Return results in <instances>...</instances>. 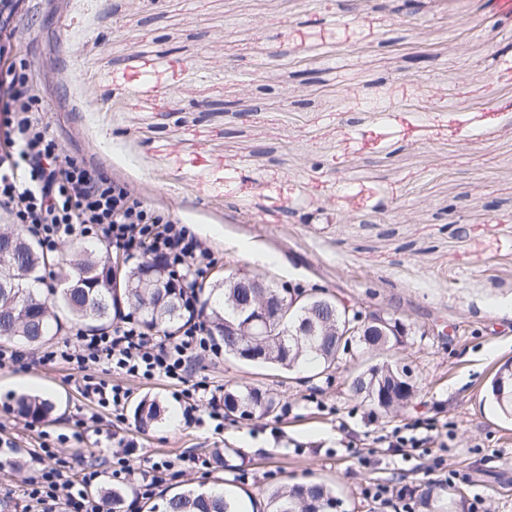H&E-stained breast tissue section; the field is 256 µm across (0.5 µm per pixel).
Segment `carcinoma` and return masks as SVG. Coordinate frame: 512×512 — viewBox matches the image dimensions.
I'll use <instances>...</instances> for the list:
<instances>
[{"label":"carcinoma","instance_id":"carcinoma-1","mask_svg":"<svg viewBox=\"0 0 512 512\" xmlns=\"http://www.w3.org/2000/svg\"><path fill=\"white\" fill-rule=\"evenodd\" d=\"M18 244L6 262H0V340L21 338L38 346L50 333L53 308L65 309L89 330L106 328L113 321L137 315L141 326L148 330L161 329L171 333L185 318L181 289L171 288L170 276L162 263L154 259L148 264L136 262L126 268V278L132 287L116 290L107 280H99L107 259L104 246L81 247L84 259L73 269H63L65 287L52 292L56 300L44 295L40 285L47 262L38 246L27 239L22 229H15ZM245 289L236 287L230 278L209 285L201 300L197 315L209 323L211 333L224 346V352L247 361H260L289 371L304 360L327 365L335 363L341 337L336 332L322 333V326L336 327L341 310L336 299L316 296L310 311L303 306L284 304V318L272 323L262 336H234L227 327L231 322L239 327L251 317L249 310L238 308ZM386 330L370 326L362 336L350 337L351 344L366 351H388L401 343L405 326L398 318H387ZM352 392L363 401L381 410L406 404L414 394V382L405 365L382 362L357 373L352 380ZM488 396L500 413L512 419V362L504 363L491 381ZM273 400L257 388L224 390V409L234 416L252 418L270 411ZM20 415L43 419L52 411L50 402L37 396L22 394L17 398ZM134 419L143 427L158 421L161 405L158 400L143 398L134 408ZM448 488H427L420 494L423 512H447L445 496ZM100 496L112 503V512H121L126 489L112 486L100 490ZM339 501L334 491L323 483L309 482L284 485L271 490L267 497V512H336ZM156 512H245V505L231 492L213 494L185 489L161 499L153 506Z\"/></svg>","mask_w":512,"mask_h":512}]
</instances>
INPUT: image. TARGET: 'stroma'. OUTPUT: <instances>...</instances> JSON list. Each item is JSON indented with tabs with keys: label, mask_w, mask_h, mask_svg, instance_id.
<instances>
[{
	"label": "stroma",
	"mask_w": 512,
	"mask_h": 512,
	"mask_svg": "<svg viewBox=\"0 0 512 512\" xmlns=\"http://www.w3.org/2000/svg\"><path fill=\"white\" fill-rule=\"evenodd\" d=\"M384 2L39 0L18 17L13 52L66 155L180 219L216 259L210 280L316 285L400 319L396 358L418 389L395 413L356 399L355 351L323 371L202 357L188 382L275 401L218 432L185 425L184 384L97 367L130 404L159 397L143 430L129 408L96 411L67 364L41 361L69 339L65 321L36 363L0 366V430L22 446L0 458V512L34 476L41 436L77 467L132 443L133 467L175 461L172 485L227 488L255 512L310 481L335 489L339 512H379L368 484L401 476L420 491L441 462L457 473L448 512H512V422L485 397L512 360V14L423 0L404 17ZM22 394L49 399L50 417L19 415ZM417 420L447 424V448L405 460L363 443Z\"/></svg>",
	"instance_id": "obj_1"
}]
</instances>
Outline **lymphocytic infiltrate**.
<instances>
[{
	"mask_svg": "<svg viewBox=\"0 0 512 512\" xmlns=\"http://www.w3.org/2000/svg\"><path fill=\"white\" fill-rule=\"evenodd\" d=\"M9 76V82L0 83V208L43 245L91 237L131 259L161 257L169 271L183 273V304L195 309L199 296L193 284L213 262L200 239L179 219L133 198L127 187L108 180L91 164L65 155L50 132L47 105L28 88L25 64H12ZM220 354L206 323L192 316L174 336L150 335L131 319L103 331L77 327L63 348L47 352L45 358L61 359L80 372L85 395L115 412L124 408L126 391L95 380L91 368L106 364L132 377L184 383L182 416L185 423L198 425L206 418L223 420L224 398L206 387L186 386L189 365L193 358ZM203 400L210 405L204 418L196 414ZM436 429L432 422L406 424L373 437L372 443L405 458L410 451L428 448ZM35 459L39 468L24 492L20 512H101L100 503L88 494L101 476L98 467L73 470L58 449L44 443ZM172 468V462L161 461L138 471L123 462L111 475L119 484L136 482L138 494L147 496L166 484Z\"/></svg>",
	"mask_w": 512,
	"mask_h": 512,
	"instance_id": "f902f5d3",
	"label": "lymphocytic infiltrate"
}]
</instances>
